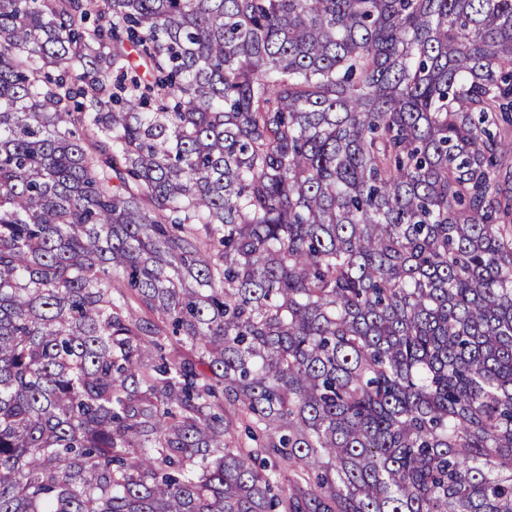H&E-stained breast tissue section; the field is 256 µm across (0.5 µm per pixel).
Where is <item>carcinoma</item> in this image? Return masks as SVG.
Instances as JSON below:
<instances>
[{"label":"carcinoma","instance_id":"1","mask_svg":"<svg viewBox=\"0 0 512 512\" xmlns=\"http://www.w3.org/2000/svg\"><path fill=\"white\" fill-rule=\"evenodd\" d=\"M89 14L0 0V512H512V0Z\"/></svg>","mask_w":512,"mask_h":512}]
</instances>
